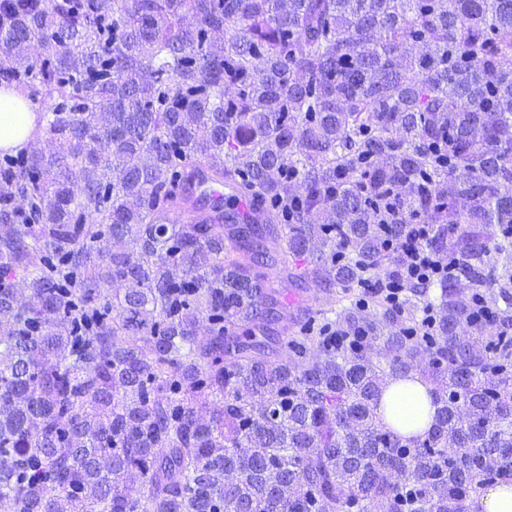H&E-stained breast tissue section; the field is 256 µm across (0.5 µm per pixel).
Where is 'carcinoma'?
I'll return each instance as SVG.
<instances>
[{
    "label": "carcinoma",
    "instance_id": "carcinoma-1",
    "mask_svg": "<svg viewBox=\"0 0 512 512\" xmlns=\"http://www.w3.org/2000/svg\"><path fill=\"white\" fill-rule=\"evenodd\" d=\"M10 3L0 80L56 149L0 158L1 507L466 512L512 483V0ZM196 178L258 218H195ZM412 224L448 277L351 302ZM302 284L328 309L283 339ZM424 354L407 434L380 398ZM312 295V290L302 291L290 288V290L288 289L284 292V296L280 299L282 304L277 309L279 316V329L288 324L289 316L293 313H296L298 307L312 303L310 300ZM427 386L423 381L418 379L412 380H401L397 381L390 385L389 388L384 392L383 398L381 400V412L384 413L386 419L394 424L392 417L395 415V411L393 409V404L402 394H409L414 400V409L409 414L405 416H414V414L419 412L418 403L420 400L425 402V410L422 415V420L420 421L419 426H413L408 431L410 432H424L429 428L433 421L434 409L431 408L427 399L428 396L426 394Z\"/></svg>",
    "mask_w": 512,
    "mask_h": 512
}]
</instances>
